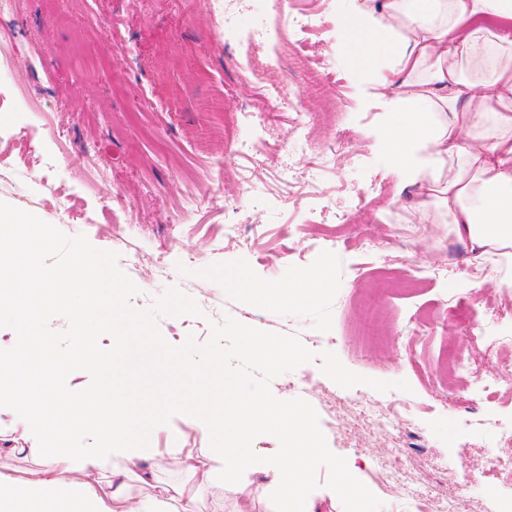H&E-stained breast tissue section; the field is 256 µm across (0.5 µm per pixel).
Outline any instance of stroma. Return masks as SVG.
<instances>
[{
    "instance_id": "obj_1",
    "label": "stroma",
    "mask_w": 512,
    "mask_h": 512,
    "mask_svg": "<svg viewBox=\"0 0 512 512\" xmlns=\"http://www.w3.org/2000/svg\"><path fill=\"white\" fill-rule=\"evenodd\" d=\"M319 10L320 31L291 32L299 53L334 81L336 110L323 113L319 88L292 57L280 58L263 83L245 78V51L218 28V0H17L0 21V202L30 212L67 235H86L99 249L117 252L119 265L139 287L135 307H148L171 286L192 296L202 316L163 317L170 344L194 337L205 343L209 321L231 315L267 332L329 336L328 349L343 365L379 380H406L411 390L380 393L344 388L326 377L319 362L300 366L270 383L283 400L301 398L319 416L329 449L346 459L351 473L382 502L381 512H437L453 496L469 512H512V466L487 467L485 450L496 437L484 419L512 428V356L480 358L497 336L512 328L498 310L512 305L495 279L475 282L461 251L448 245V227L423 225L413 233L412 208L425 184L392 185L399 223L378 211L368 224H340L356 190L390 177L386 160L368 136L381 110L373 89L348 81L349 54L336 51L330 34L336 0H306ZM293 90L303 111L318 113L309 136L338 135L343 149L318 170L321 194L278 199L276 163L310 168L304 155H289L291 116L274 111L267 87ZM265 111V137L276 160L258 166L231 151L240 135L224 119ZM96 149L97 169L76 164L79 148ZM55 160L54 170L44 166ZM249 176L251 193L241 190ZM55 186L71 198L61 217ZM199 201L182 210L184 196ZM241 223L238 239L224 236L226 208ZM370 238L375 252L358 243ZM173 277L157 274L158 263ZM325 269L331 287L297 305L253 303L226 275L249 283L285 282L303 271ZM439 270L427 280L428 270ZM469 305L470 330L446 329L449 300ZM42 307L37 333L50 337L57 393L88 394L97 386L90 366L67 362L76 331L69 308ZM477 355V377L449 379L448 349ZM303 378L306 389L291 387ZM489 381L480 391L479 380ZM396 405L398 431L369 424L355 399ZM0 479L40 467L39 448L54 430L51 421L22 428L18 406L0 407ZM486 469V478L461 487L451 473ZM407 472L415 490L388 485L385 471ZM226 512H280L281 502L263 475L248 470L224 488Z\"/></svg>"
}]
</instances>
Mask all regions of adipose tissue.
I'll return each mask as SVG.
<instances>
[{"mask_svg": "<svg viewBox=\"0 0 512 512\" xmlns=\"http://www.w3.org/2000/svg\"><path fill=\"white\" fill-rule=\"evenodd\" d=\"M336 31L353 34L359 74L380 97L382 114L370 132L375 149L399 183L427 186L414 223L437 218L447 224L451 242L462 246L469 265L486 264L493 255L511 261L512 0H349ZM394 85L398 93L388 95ZM30 260L41 289L28 306L55 301L61 283L83 297L70 315L80 361L92 365L99 385L91 395L70 397L68 405L76 415L95 407L98 420L91 447L44 454L34 475L0 481V512H162L166 489L140 505L126 493L132 470L151 472L154 452L148 442L157 426L121 386L126 369L144 352L141 317L122 310L124 289L101 258L77 256L62 272L45 266L41 251ZM328 284L325 271L312 270L285 286L248 288L247 295L259 304L293 305ZM23 288L20 281L10 288L8 311L26 337L18 357L30 367L38 390L19 400L21 378L2 368L0 404L16 401L25 409L39 401L52 403L56 383L48 370L50 339L36 336L34 321L16 306ZM104 336L111 337V348L102 347ZM174 361L183 376L184 399L202 418L197 432L220 424L224 439L210 452L182 446L168 449V457L182 471L203 478L259 469L285 503L307 500L319 441L306 429L303 410L235 398L238 380L215 356L185 350ZM262 426L280 430L282 447L253 448L252 436ZM112 458L120 465L105 491L96 474Z\"/></svg>", "mask_w": 512, "mask_h": 512, "instance_id": "ef3b65f1", "label": "adipose tissue"}]
</instances>
